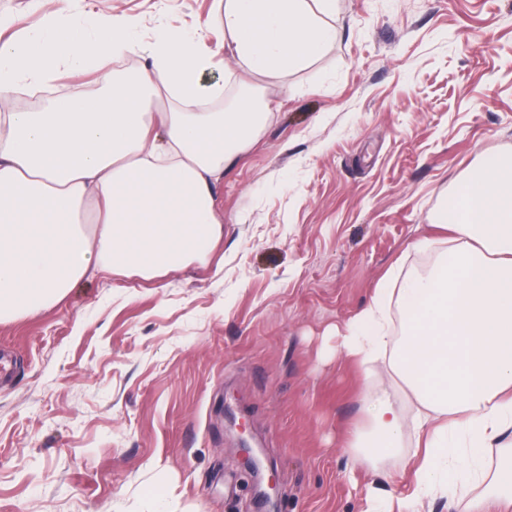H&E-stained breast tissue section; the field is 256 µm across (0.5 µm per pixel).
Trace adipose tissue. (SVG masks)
<instances>
[{"label": "adipose tissue", "mask_w": 512, "mask_h": 512, "mask_svg": "<svg viewBox=\"0 0 512 512\" xmlns=\"http://www.w3.org/2000/svg\"><path fill=\"white\" fill-rule=\"evenodd\" d=\"M223 47L259 74L308 67L336 37V0H217ZM137 20L105 15L86 39L57 28L52 40L75 68L103 67L139 54ZM47 39L0 45V323L63 300L101 273L149 281L206 256L223 234L213 184L260 136L266 113L193 112L219 96L202 85L214 50L162 32L151 62L132 80L106 79L94 95L56 100L45 112H17L12 94L25 75L49 78ZM183 102L167 108L168 99ZM451 238L425 276L404 279L396 296L377 289L347 323L338 351L362 371L379 360L417 404L405 420L387 388L365 394V426L349 446L358 466H375L413 433L405 496L370 488L365 512H414L448 491L459 512L488 502L512 512V467L489 470L485 449L512 458V162L485 157L439 218ZM398 309L401 336L389 332ZM493 497L473 495L475 487Z\"/></svg>", "instance_id": "1"}]
</instances>
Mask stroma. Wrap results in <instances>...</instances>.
<instances>
[{
    "mask_svg": "<svg viewBox=\"0 0 512 512\" xmlns=\"http://www.w3.org/2000/svg\"><path fill=\"white\" fill-rule=\"evenodd\" d=\"M214 0H76L57 25L94 37L137 17L138 70L158 34L194 30ZM1 42L46 31L35 0H0ZM203 83L275 109L214 187L215 251L151 281L102 275L0 323V512H363L349 479L369 374L336 330L379 288L445 253L436 218L487 155L512 157V0H338L336 40L308 67L257 75L216 55ZM100 89L93 69L22 84L20 111ZM397 278H389V270Z\"/></svg>",
    "mask_w": 512,
    "mask_h": 512,
    "instance_id": "35a3bbf8",
    "label": "stroma"
}]
</instances>
